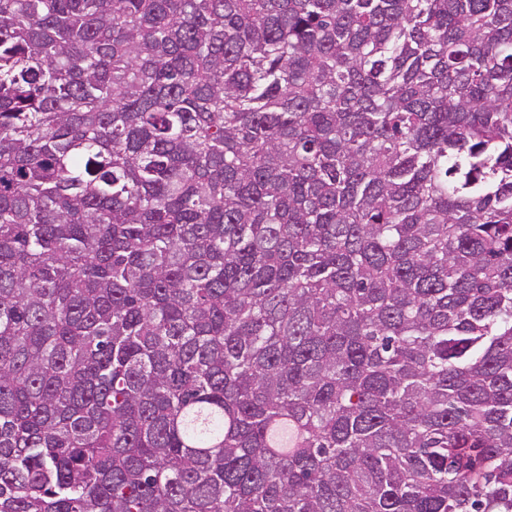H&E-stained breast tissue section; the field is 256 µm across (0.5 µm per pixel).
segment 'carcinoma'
Listing matches in <instances>:
<instances>
[{
	"label": "carcinoma",
	"instance_id": "cac0c4a2",
	"mask_svg": "<svg viewBox=\"0 0 512 512\" xmlns=\"http://www.w3.org/2000/svg\"><path fill=\"white\" fill-rule=\"evenodd\" d=\"M0 512H512V0H0Z\"/></svg>",
	"mask_w": 512,
	"mask_h": 512
}]
</instances>
